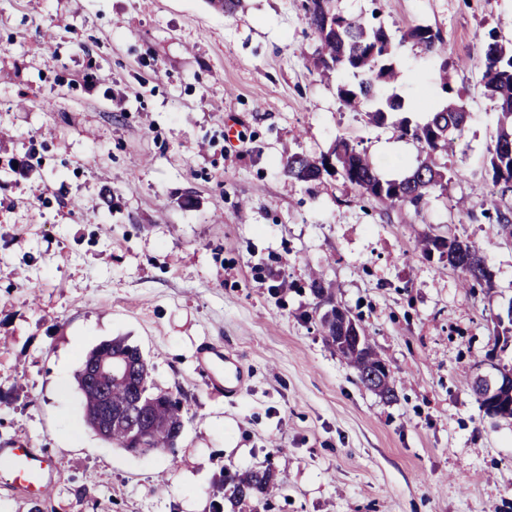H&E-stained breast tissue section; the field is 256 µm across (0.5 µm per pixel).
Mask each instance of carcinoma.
Returning <instances> with one entry per match:
<instances>
[{"label":"carcinoma","instance_id":"obj_1","mask_svg":"<svg viewBox=\"0 0 512 512\" xmlns=\"http://www.w3.org/2000/svg\"><path fill=\"white\" fill-rule=\"evenodd\" d=\"M304 20L316 34L320 46L313 57L315 69L334 73L340 78L337 96L341 103L354 112H363L368 119L380 125L387 115L407 112L404 101L389 92L399 76L395 56L396 42H411L426 52L440 56L445 52L439 33L429 26H414L395 39L383 25H372L361 18L336 12L333 0H305ZM484 88L486 95L496 102L498 121L494 145L488 149V171L492 183L512 188V41L497 39L488 43L484 55ZM439 83L446 95L443 104L430 112L426 122L412 123L404 116L399 120L403 135L416 141L420 147L417 165L400 180H384L378 176L367 155L344 138L336 139L332 151L319 158L295 153L284 163L289 177L304 183L324 176L340 175L360 195L368 196L381 205L394 208H412L415 212L436 192L447 189L448 167L436 162V156L453 150L456 140L468 120L469 112L448 83V72L439 69ZM422 252L428 256L437 250L448 256V266L458 273L465 285L477 283L493 287L492 274L484 257L474 243L458 238L425 236ZM360 350L354 351L345 341L338 351L351 359L364 384L372 382L371 374L384 361L374 350L363 327H358ZM100 361L124 364L126 375L114 377L109 389L112 397V429L104 426L98 399L86 387L88 367ZM152 365L143 358L140 348L122 338L104 341L83 359L76 373L77 388L85 401L86 419L100 437L130 450L132 448L164 449L174 452L175 439L183 429L182 400L169 391L154 386ZM148 391L146 414L151 423L146 432H134L129 424L128 399L137 388ZM231 496L240 501L260 496L268 498L276 486L271 470H251L228 475L224 482Z\"/></svg>","mask_w":512,"mask_h":512}]
</instances>
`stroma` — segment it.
<instances>
[{
  "mask_svg": "<svg viewBox=\"0 0 512 512\" xmlns=\"http://www.w3.org/2000/svg\"><path fill=\"white\" fill-rule=\"evenodd\" d=\"M301 4L0 0V448L61 462L44 496L0 469V512H512V419L472 388L512 367V342L493 341L512 238L483 206L512 208V191L486 171L497 112L482 80L489 33L512 40V0H334L445 43L439 58L398 51L393 91L412 120L440 103L441 66L470 114L447 191L417 214L337 175L285 173L340 137L387 179L420 152L340 104ZM428 233L474 242L493 288L422 255ZM327 302L359 319L396 399L326 340ZM116 337L183 398L174 452L136 455L88 426L75 373ZM211 343L240 357L234 396L200 368ZM265 467L268 503L225 499V472Z\"/></svg>",
  "mask_w": 512,
  "mask_h": 512,
  "instance_id": "stroma-1",
  "label": "stroma"
}]
</instances>
